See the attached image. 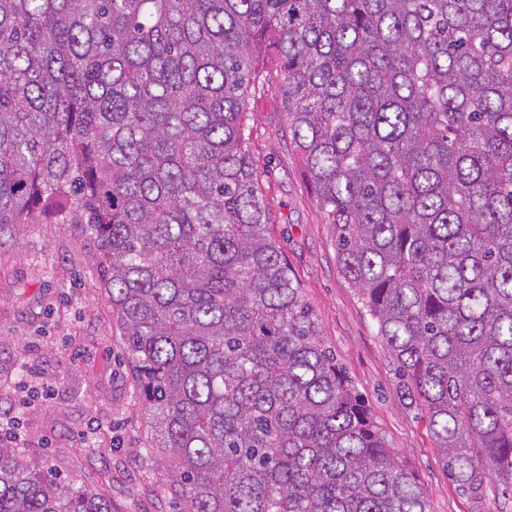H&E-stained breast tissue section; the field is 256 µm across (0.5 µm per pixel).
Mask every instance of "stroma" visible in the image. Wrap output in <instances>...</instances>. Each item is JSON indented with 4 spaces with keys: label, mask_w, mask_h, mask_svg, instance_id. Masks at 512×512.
I'll return each instance as SVG.
<instances>
[{
    "label": "stroma",
    "mask_w": 512,
    "mask_h": 512,
    "mask_svg": "<svg viewBox=\"0 0 512 512\" xmlns=\"http://www.w3.org/2000/svg\"><path fill=\"white\" fill-rule=\"evenodd\" d=\"M252 152L272 204L270 230L321 334L432 512H512L491 481L458 487L421 403L404 394L374 321L336 264L297 160L280 101L250 99ZM96 243L77 224L0 226V407L11 411L23 454L57 479L108 497L112 512H179L147 428L129 355L99 271ZM52 397H44L45 389Z\"/></svg>",
    "instance_id": "stroma-1"
}]
</instances>
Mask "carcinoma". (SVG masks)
<instances>
[{"label":"carcinoma","mask_w":512,"mask_h":512,"mask_svg":"<svg viewBox=\"0 0 512 512\" xmlns=\"http://www.w3.org/2000/svg\"><path fill=\"white\" fill-rule=\"evenodd\" d=\"M269 92L448 470L512 496V0H0V225L96 241L182 512H430L269 234ZM0 512L112 502L0 445Z\"/></svg>","instance_id":"carcinoma-1"}]
</instances>
